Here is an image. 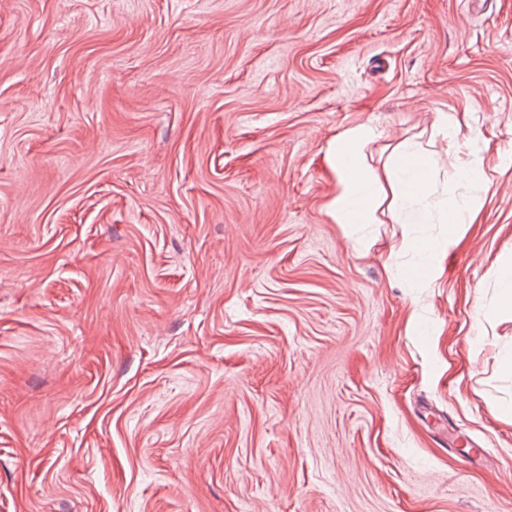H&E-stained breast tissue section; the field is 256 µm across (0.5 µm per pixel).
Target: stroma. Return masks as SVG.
Returning a JSON list of instances; mask_svg holds the SVG:
<instances>
[{
  "label": "stroma",
  "mask_w": 512,
  "mask_h": 512,
  "mask_svg": "<svg viewBox=\"0 0 512 512\" xmlns=\"http://www.w3.org/2000/svg\"><path fill=\"white\" fill-rule=\"evenodd\" d=\"M358 123L482 164L428 280ZM509 261L512 0H0V512H512Z\"/></svg>",
  "instance_id": "stroma-1"
}]
</instances>
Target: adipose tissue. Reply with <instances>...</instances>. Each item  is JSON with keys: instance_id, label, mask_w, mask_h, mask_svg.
I'll use <instances>...</instances> for the list:
<instances>
[{"instance_id": "adipose-tissue-1", "label": "adipose tissue", "mask_w": 512, "mask_h": 512, "mask_svg": "<svg viewBox=\"0 0 512 512\" xmlns=\"http://www.w3.org/2000/svg\"><path fill=\"white\" fill-rule=\"evenodd\" d=\"M379 137L371 125L345 128L327 148V159L336 178V193L327 206L339 224H373L381 206L398 212L400 223L447 225L445 238L425 239L416 246V259L404 270L406 278L419 281L432 274V263L455 240L461 224L476 208L471 197L457 196L452 185L435 189L436 152L406 140L388 154L382 169L367 162V151Z\"/></svg>"}]
</instances>
